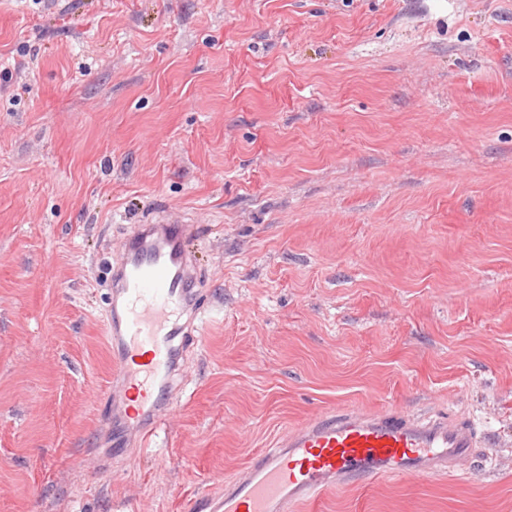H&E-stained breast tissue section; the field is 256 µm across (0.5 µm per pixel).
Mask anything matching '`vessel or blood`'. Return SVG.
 Instances as JSON below:
<instances>
[{"mask_svg":"<svg viewBox=\"0 0 512 512\" xmlns=\"http://www.w3.org/2000/svg\"><path fill=\"white\" fill-rule=\"evenodd\" d=\"M190 233L188 222L167 216L131 225L112 268L113 372L121 387L136 389L135 417L147 437L174 414L183 345L203 323ZM477 446L474 427L459 419L340 408L288 430L224 488L201 492L192 512H288L352 477L460 475Z\"/></svg>","mask_w":512,"mask_h":512,"instance_id":"vessel-or-blood-1","label":"vessel or blood"}]
</instances>
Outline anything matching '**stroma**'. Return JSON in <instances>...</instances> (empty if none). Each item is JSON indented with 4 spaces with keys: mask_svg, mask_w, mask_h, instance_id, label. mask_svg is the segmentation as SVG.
Returning a JSON list of instances; mask_svg holds the SVG:
<instances>
[{
    "mask_svg": "<svg viewBox=\"0 0 512 512\" xmlns=\"http://www.w3.org/2000/svg\"><path fill=\"white\" fill-rule=\"evenodd\" d=\"M161 211L206 321L116 449L112 266ZM391 404L472 470L297 512H512V0H0V512H187Z\"/></svg>",
    "mask_w": 512,
    "mask_h": 512,
    "instance_id": "obj_1",
    "label": "stroma"
}]
</instances>
